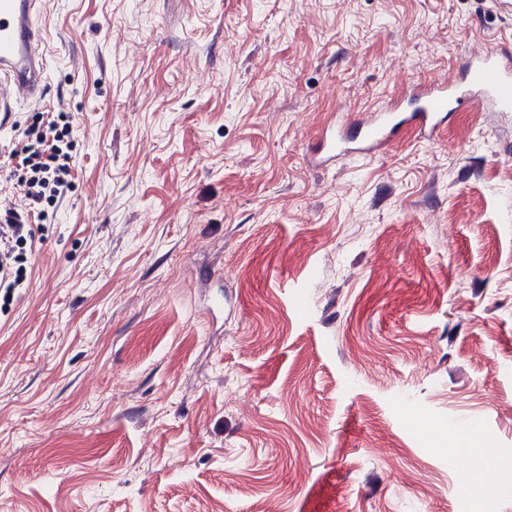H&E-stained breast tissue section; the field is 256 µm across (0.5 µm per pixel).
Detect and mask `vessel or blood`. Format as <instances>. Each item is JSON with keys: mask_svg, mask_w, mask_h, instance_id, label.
Masks as SVG:
<instances>
[{"mask_svg": "<svg viewBox=\"0 0 512 512\" xmlns=\"http://www.w3.org/2000/svg\"><path fill=\"white\" fill-rule=\"evenodd\" d=\"M37 0H0V126L14 105L41 96L44 79L40 37L34 24ZM496 112H512V52L492 47L471 57L463 80L424 85L407 107L374 110L361 122L338 120L323 128L312 152L315 164L328 165L347 153L367 154L387 145L406 127L432 137L453 112L474 98Z\"/></svg>", "mask_w": 512, "mask_h": 512, "instance_id": "1", "label": "vessel or blood"}]
</instances>
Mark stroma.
Segmentation results:
<instances>
[{"label": "stroma", "instance_id": "35a3bbf8", "mask_svg": "<svg viewBox=\"0 0 512 512\" xmlns=\"http://www.w3.org/2000/svg\"><path fill=\"white\" fill-rule=\"evenodd\" d=\"M37 27L0 146L54 105L77 179L0 308V512H512V112L310 162L512 14L40 0Z\"/></svg>", "mask_w": 512, "mask_h": 512}]
</instances>
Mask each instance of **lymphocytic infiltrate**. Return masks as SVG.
Returning <instances> with one entry per match:
<instances>
[{"mask_svg":"<svg viewBox=\"0 0 512 512\" xmlns=\"http://www.w3.org/2000/svg\"><path fill=\"white\" fill-rule=\"evenodd\" d=\"M73 140L74 125L67 113L47 111L28 129L21 147L8 154L9 162L22 169L18 187L25 208L0 224V289L5 293L24 282L16 246L43 236L47 205L62 201L73 187Z\"/></svg>","mask_w":512,"mask_h":512,"instance_id":"lymphocytic-infiltrate-1","label":"lymphocytic infiltrate"}]
</instances>
